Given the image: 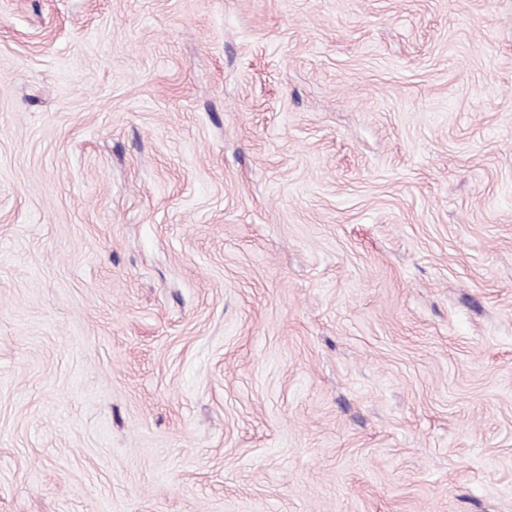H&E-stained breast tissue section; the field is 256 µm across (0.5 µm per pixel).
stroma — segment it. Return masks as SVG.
<instances>
[{"instance_id":"35a3bbf8","label":"stroma","mask_w":512,"mask_h":512,"mask_svg":"<svg viewBox=\"0 0 512 512\" xmlns=\"http://www.w3.org/2000/svg\"><path fill=\"white\" fill-rule=\"evenodd\" d=\"M0 512H512V0H0Z\"/></svg>"}]
</instances>
